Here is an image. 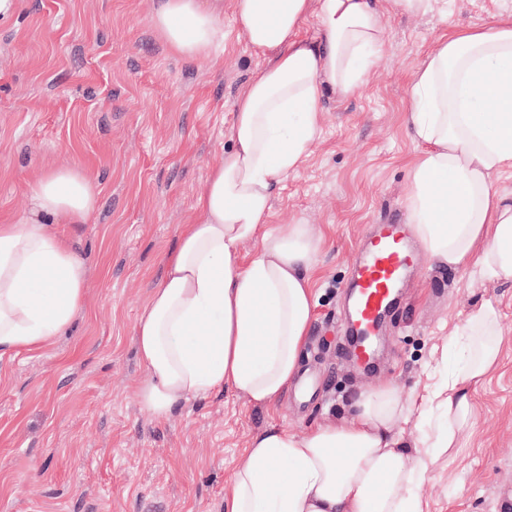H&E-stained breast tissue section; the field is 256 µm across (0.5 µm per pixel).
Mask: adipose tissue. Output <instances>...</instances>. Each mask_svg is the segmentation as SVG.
Wrapping results in <instances>:
<instances>
[{
	"mask_svg": "<svg viewBox=\"0 0 512 512\" xmlns=\"http://www.w3.org/2000/svg\"><path fill=\"white\" fill-rule=\"evenodd\" d=\"M234 12L262 63L232 102V146L135 325L148 378L134 396L159 421L222 389L269 406L297 382L322 237L309 224L271 226L275 187L317 141L324 95L362 93L385 39L382 0H234ZM310 17L317 31L306 37ZM151 23L192 60H213L224 36L220 0H161ZM405 126L421 148L405 221L428 261L464 270L472 286L512 284V194L493 187L512 171V14L453 28L424 53ZM96 203L80 170L52 169L37 180L30 213L0 224V352L43 348L84 309L85 264L53 219L87 223ZM502 336L498 309L483 302L453 332L460 358L428 396L405 400L386 385L342 421L255 435L224 512H423L416 489L430 456L455 447ZM433 408L442 420L408 451L403 425Z\"/></svg>",
	"mask_w": 512,
	"mask_h": 512,
	"instance_id": "obj_1",
	"label": "adipose tissue"
}]
</instances>
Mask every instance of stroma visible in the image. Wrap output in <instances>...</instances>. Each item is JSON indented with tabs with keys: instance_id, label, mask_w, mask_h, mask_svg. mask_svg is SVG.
I'll list each match as a JSON object with an SVG mask.
<instances>
[{
	"instance_id": "1",
	"label": "stroma",
	"mask_w": 512,
	"mask_h": 512,
	"mask_svg": "<svg viewBox=\"0 0 512 512\" xmlns=\"http://www.w3.org/2000/svg\"><path fill=\"white\" fill-rule=\"evenodd\" d=\"M158 2L21 0L0 20V219L23 215L45 170L80 169L98 190L88 223L57 224L88 268L84 311L52 344L0 356V512H223L252 437L337 420L360 392L387 383L422 395L429 374L445 367L450 335L487 300L503 326L501 363L421 493L428 512H500L501 499L512 501V284L469 287L464 272L417 252L367 369L350 355L345 289L373 225L404 221L420 152L404 110L424 52L449 27L512 12V0H448L447 12L418 16L388 11L365 92L325 99L320 140L275 189L271 224L298 221L323 237L303 386L273 407L215 392L164 421L132 398L147 378L135 324L230 145L231 103L260 61L233 0H224L215 64L169 49L151 23Z\"/></svg>"
}]
</instances>
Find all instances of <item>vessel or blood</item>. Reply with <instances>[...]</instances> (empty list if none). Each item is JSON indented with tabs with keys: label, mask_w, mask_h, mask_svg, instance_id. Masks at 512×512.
I'll return each mask as SVG.
<instances>
[{
	"label": "vessel or blood",
	"mask_w": 512,
	"mask_h": 512,
	"mask_svg": "<svg viewBox=\"0 0 512 512\" xmlns=\"http://www.w3.org/2000/svg\"><path fill=\"white\" fill-rule=\"evenodd\" d=\"M411 264L406 225H375L349 290V327L356 341L354 358L361 365H370L373 360L375 334L390 315Z\"/></svg>",
	"instance_id": "b4317fda"
}]
</instances>
